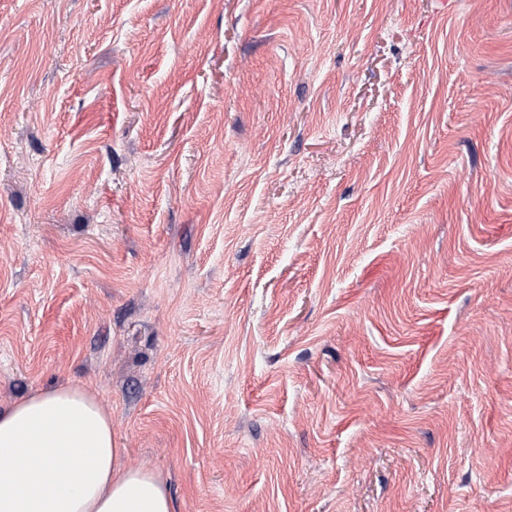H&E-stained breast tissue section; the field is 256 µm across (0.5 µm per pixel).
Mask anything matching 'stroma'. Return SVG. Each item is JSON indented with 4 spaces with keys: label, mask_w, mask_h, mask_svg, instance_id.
<instances>
[{
    "label": "stroma",
    "mask_w": 512,
    "mask_h": 512,
    "mask_svg": "<svg viewBox=\"0 0 512 512\" xmlns=\"http://www.w3.org/2000/svg\"><path fill=\"white\" fill-rule=\"evenodd\" d=\"M66 385L174 512H512V0H0V408Z\"/></svg>",
    "instance_id": "35a3bbf8"
}]
</instances>
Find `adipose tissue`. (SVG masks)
I'll return each mask as SVG.
<instances>
[{
	"label": "adipose tissue",
	"instance_id": "ef3b65f1",
	"mask_svg": "<svg viewBox=\"0 0 512 512\" xmlns=\"http://www.w3.org/2000/svg\"><path fill=\"white\" fill-rule=\"evenodd\" d=\"M124 454L85 389L25 397L0 409V512H174L162 473Z\"/></svg>",
	"mask_w": 512,
	"mask_h": 512
}]
</instances>
